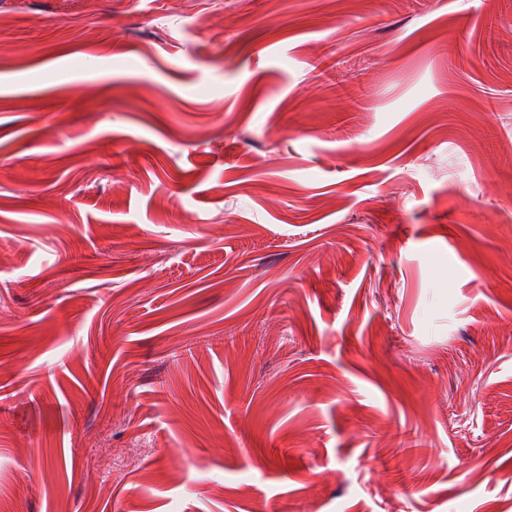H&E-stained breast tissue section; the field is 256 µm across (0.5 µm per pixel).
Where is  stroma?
<instances>
[{
	"mask_svg": "<svg viewBox=\"0 0 512 512\" xmlns=\"http://www.w3.org/2000/svg\"><path fill=\"white\" fill-rule=\"evenodd\" d=\"M512 0H0V512H512Z\"/></svg>",
	"mask_w": 512,
	"mask_h": 512,
	"instance_id": "stroma-1",
	"label": "stroma"
}]
</instances>
